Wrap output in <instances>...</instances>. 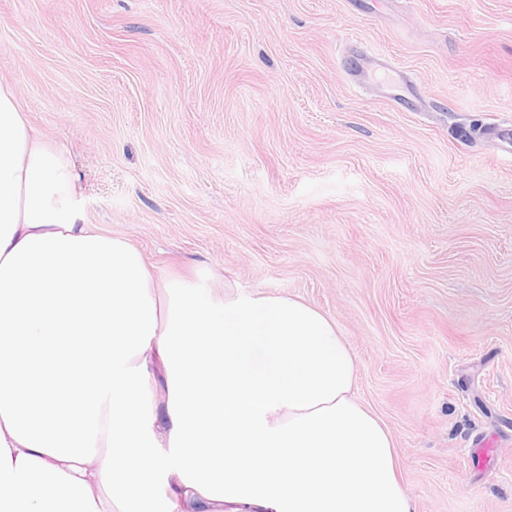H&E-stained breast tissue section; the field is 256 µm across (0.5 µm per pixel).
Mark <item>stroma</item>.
I'll use <instances>...</instances> for the list:
<instances>
[{"label":"stroma","instance_id":"obj_1","mask_svg":"<svg viewBox=\"0 0 512 512\" xmlns=\"http://www.w3.org/2000/svg\"><path fill=\"white\" fill-rule=\"evenodd\" d=\"M0 79L158 283L336 322L416 512H512V0H0ZM387 89L389 98L399 107L405 110H412L414 108L415 99L410 90L408 80L401 79L398 82L387 83Z\"/></svg>","mask_w":512,"mask_h":512}]
</instances>
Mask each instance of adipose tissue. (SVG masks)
<instances>
[{"mask_svg":"<svg viewBox=\"0 0 512 512\" xmlns=\"http://www.w3.org/2000/svg\"><path fill=\"white\" fill-rule=\"evenodd\" d=\"M78 179L0 80V512H416L333 320L159 287Z\"/></svg>","mask_w":512,"mask_h":512,"instance_id":"ef3b65f1","label":"adipose tissue"}]
</instances>
